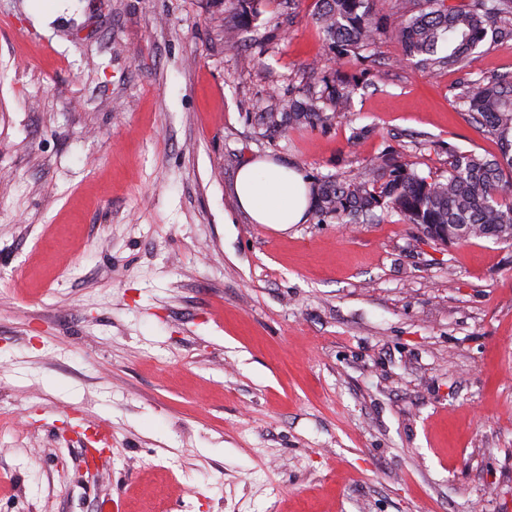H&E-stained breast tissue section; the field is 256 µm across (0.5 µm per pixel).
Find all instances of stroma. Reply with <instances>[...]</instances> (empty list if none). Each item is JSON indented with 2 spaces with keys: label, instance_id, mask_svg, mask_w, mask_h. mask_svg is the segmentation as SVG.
Listing matches in <instances>:
<instances>
[{
  "label": "stroma",
  "instance_id": "35a3bbf8",
  "mask_svg": "<svg viewBox=\"0 0 512 512\" xmlns=\"http://www.w3.org/2000/svg\"><path fill=\"white\" fill-rule=\"evenodd\" d=\"M29 2L0 0V512H512V247L380 208L278 230L232 191L254 157L497 154L462 74L337 57L315 0ZM337 79L330 124H263Z\"/></svg>",
  "mask_w": 512,
  "mask_h": 512
}]
</instances>
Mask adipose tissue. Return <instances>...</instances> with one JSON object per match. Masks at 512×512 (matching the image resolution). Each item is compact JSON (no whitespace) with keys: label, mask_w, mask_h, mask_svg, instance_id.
Wrapping results in <instances>:
<instances>
[{"label":"adipose tissue","mask_w":512,"mask_h":512,"mask_svg":"<svg viewBox=\"0 0 512 512\" xmlns=\"http://www.w3.org/2000/svg\"><path fill=\"white\" fill-rule=\"evenodd\" d=\"M233 193L252 223L281 229L301 223L311 204L303 175L268 158L243 164L236 174Z\"/></svg>","instance_id":"adipose-tissue-1"}]
</instances>
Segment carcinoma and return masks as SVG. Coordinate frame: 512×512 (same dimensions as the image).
I'll use <instances>...</instances> for the list:
<instances>
[{
	"mask_svg": "<svg viewBox=\"0 0 512 512\" xmlns=\"http://www.w3.org/2000/svg\"><path fill=\"white\" fill-rule=\"evenodd\" d=\"M378 0H316L315 23L325 40L346 55L366 51L381 35L396 40L402 60L431 73L467 71L471 55L493 32L512 38V0H401L399 16L384 22ZM458 104L469 122L494 138L499 155L451 152L448 176L424 177L397 157L380 154L352 177L326 178L315 186L314 213L322 221L347 224L377 208L416 224L426 235L448 225V243L493 238L512 246V71L479 74L460 86ZM350 104L349 85L325 84L318 97L288 102V111L269 113L268 123L302 130L325 125Z\"/></svg>",
	"mask_w": 512,
	"mask_h": 512,
	"instance_id": "1",
	"label": "carcinoma"
}]
</instances>
